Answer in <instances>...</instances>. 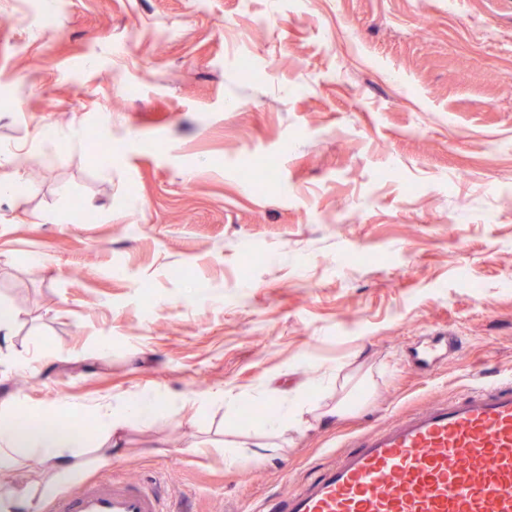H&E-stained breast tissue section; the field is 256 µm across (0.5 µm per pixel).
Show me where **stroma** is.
<instances>
[{
  "label": "stroma",
  "instance_id": "stroma-1",
  "mask_svg": "<svg viewBox=\"0 0 512 512\" xmlns=\"http://www.w3.org/2000/svg\"><path fill=\"white\" fill-rule=\"evenodd\" d=\"M43 8L0 0V151L33 150L0 197V402L72 427L162 398L46 497L118 475L168 512H254L370 428L512 378V0ZM281 389L347 408L270 435Z\"/></svg>",
  "mask_w": 512,
  "mask_h": 512
}]
</instances>
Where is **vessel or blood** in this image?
<instances>
[{
    "instance_id": "obj_1",
    "label": "vessel or blood",
    "mask_w": 512,
    "mask_h": 512,
    "mask_svg": "<svg viewBox=\"0 0 512 512\" xmlns=\"http://www.w3.org/2000/svg\"><path fill=\"white\" fill-rule=\"evenodd\" d=\"M48 512H166L153 486L93 480ZM260 512H512V381L487 380L355 438Z\"/></svg>"
}]
</instances>
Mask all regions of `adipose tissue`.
Returning a JSON list of instances; mask_svg holds the SVG:
<instances>
[{
	"instance_id": "ef3b65f1",
	"label": "adipose tissue",
	"mask_w": 512,
	"mask_h": 512,
	"mask_svg": "<svg viewBox=\"0 0 512 512\" xmlns=\"http://www.w3.org/2000/svg\"><path fill=\"white\" fill-rule=\"evenodd\" d=\"M342 410L339 404L329 407L313 421L324 423ZM37 415L40 424L30 428L19 427L16 417L0 416V512H35L38 487L16 480L15 474L21 467L35 468L49 485L64 479L80 466L82 443L79 438L53 426V409H38ZM158 416L155 396L143 395L126 402L121 413L108 417L103 447L120 448L123 431L130 420L150 422ZM313 421L306 418L303 407L284 401L266 416L265 426L269 432L276 433L301 429Z\"/></svg>"
}]
</instances>
